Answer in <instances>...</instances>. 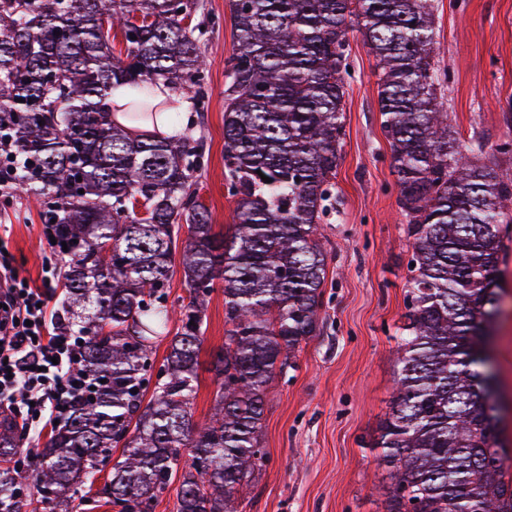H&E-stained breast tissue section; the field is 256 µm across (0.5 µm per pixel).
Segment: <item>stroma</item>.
Listing matches in <instances>:
<instances>
[{
	"mask_svg": "<svg viewBox=\"0 0 512 512\" xmlns=\"http://www.w3.org/2000/svg\"><path fill=\"white\" fill-rule=\"evenodd\" d=\"M214 29L202 42L208 105L187 132L203 137L208 162L198 194L215 228L231 233L235 203L224 180V65L234 40L229 0H204ZM433 59L440 94L462 152L485 144L475 160L512 174V0H433ZM341 160L335 212L316 237L327 254L320 333L303 343L296 367L270 382L260 443L267 460L240 501L242 512H386V470L371 442L395 391L397 328L405 312L412 240L398 205L391 150L381 125L376 59L361 33L349 35ZM42 204L19 193L0 206L9 249L23 276L40 281L46 251L39 237ZM501 311L490 336V375L502 437L512 445V260L503 269ZM224 292L205 312L196 423L213 412L218 390L211 362L224 346Z\"/></svg>",
	"mask_w": 512,
	"mask_h": 512,
	"instance_id": "1",
	"label": "stroma"
}]
</instances>
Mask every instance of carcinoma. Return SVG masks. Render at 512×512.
<instances>
[{"mask_svg": "<svg viewBox=\"0 0 512 512\" xmlns=\"http://www.w3.org/2000/svg\"><path fill=\"white\" fill-rule=\"evenodd\" d=\"M204 10L202 0H0V135L18 155L20 188L47 203L73 252L61 287L81 307L82 367L103 380L38 454L44 512H72L109 462L98 497L115 512H153L185 455L176 512H237L266 460V387L320 332L327 263L314 231L336 200L343 48L355 28L377 60L382 129L413 237L396 395L373 443L389 471L387 512H512V466L474 369L477 339L499 311L512 178L469 163L452 137L431 0H231L224 169L236 224L224 235L194 181L204 140L133 137L99 108L114 83L163 84L205 105V21L185 24ZM168 105L132 98L119 111L147 122ZM182 224L188 302L179 304L168 280ZM217 280L227 329L213 363L217 405L199 425L190 400ZM175 314L180 332L158 365L155 343ZM16 433L0 424V512L29 505Z\"/></svg>", "mask_w": 512, "mask_h": 512, "instance_id": "1", "label": "carcinoma"}]
</instances>
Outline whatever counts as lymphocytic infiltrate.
<instances>
[{
    "instance_id": "f902f5d3",
    "label": "lymphocytic infiltrate",
    "mask_w": 512,
    "mask_h": 512,
    "mask_svg": "<svg viewBox=\"0 0 512 512\" xmlns=\"http://www.w3.org/2000/svg\"><path fill=\"white\" fill-rule=\"evenodd\" d=\"M50 251L38 287L20 275L0 237V413L20 421L27 434L65 421L72 403L99 384L81 366L79 336L63 314L45 306L44 285L68 257L62 243Z\"/></svg>"
}]
</instances>
